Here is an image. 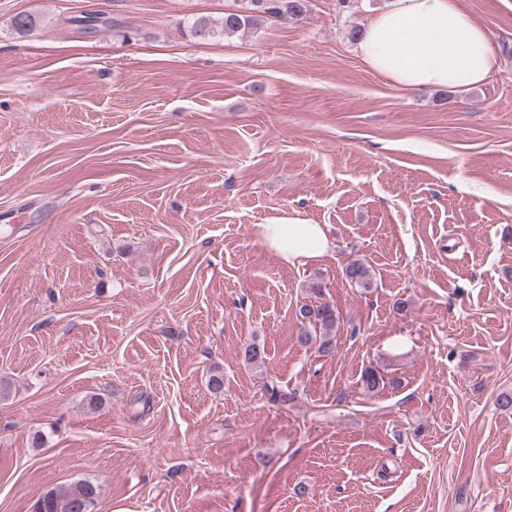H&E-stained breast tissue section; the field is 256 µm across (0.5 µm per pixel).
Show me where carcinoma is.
Segmentation results:
<instances>
[{
    "instance_id": "carcinoma-1",
    "label": "carcinoma",
    "mask_w": 512,
    "mask_h": 512,
    "mask_svg": "<svg viewBox=\"0 0 512 512\" xmlns=\"http://www.w3.org/2000/svg\"><path fill=\"white\" fill-rule=\"evenodd\" d=\"M239 9L224 13L220 25L200 17L192 22L194 33L202 38L218 32L226 36L254 32L271 18L299 21L308 11L309 0H239ZM347 282L358 288L372 285L371 267L362 259L351 260L344 268ZM315 300L301 306L299 314L303 328L298 336L302 345H314L322 356L332 354L336 347L335 333L339 315L330 303L322 298L318 284L311 286ZM99 487L89 480H78L62 489H51L37 503L36 512H93Z\"/></svg>"
}]
</instances>
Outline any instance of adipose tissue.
Segmentation results:
<instances>
[{
  "label": "adipose tissue",
  "mask_w": 512,
  "mask_h": 512,
  "mask_svg": "<svg viewBox=\"0 0 512 512\" xmlns=\"http://www.w3.org/2000/svg\"><path fill=\"white\" fill-rule=\"evenodd\" d=\"M357 51L370 70L404 90L474 88L496 65L491 32L475 23L459 0H388L362 26ZM256 234L293 267L333 249L323 225L295 213L257 225Z\"/></svg>",
  "instance_id": "1"
}]
</instances>
